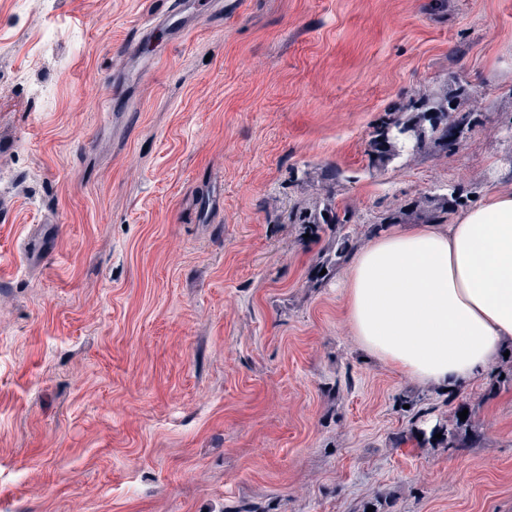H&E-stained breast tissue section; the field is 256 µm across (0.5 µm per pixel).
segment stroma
<instances>
[{
    "mask_svg": "<svg viewBox=\"0 0 512 512\" xmlns=\"http://www.w3.org/2000/svg\"><path fill=\"white\" fill-rule=\"evenodd\" d=\"M158 2L0 0V512H512V362L417 382L344 288L512 190V0ZM447 107L442 100H433L428 102L429 107L427 110L431 112H443L445 109L448 110V115L451 117V132L448 133V126L439 129L436 124H430L429 131L421 128L420 125L409 123V120L400 122L397 121L394 124V132L391 137H387V143H391V139L400 141L405 147L409 143H413L412 150H418L426 138H431L434 143L441 145L443 148L448 147V135L454 131L463 132L465 129H469L471 122L470 112L465 111L460 103H456L455 107H451L450 101L445 100Z\"/></svg>",
    "mask_w": 512,
    "mask_h": 512,
    "instance_id": "1",
    "label": "stroma"
}]
</instances>
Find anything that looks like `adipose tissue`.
Masks as SVG:
<instances>
[{"label": "adipose tissue", "instance_id": "obj_1", "mask_svg": "<svg viewBox=\"0 0 512 512\" xmlns=\"http://www.w3.org/2000/svg\"><path fill=\"white\" fill-rule=\"evenodd\" d=\"M348 321L361 347L413 379L467 385L512 344V191L452 224H419L358 252Z\"/></svg>", "mask_w": 512, "mask_h": 512}]
</instances>
